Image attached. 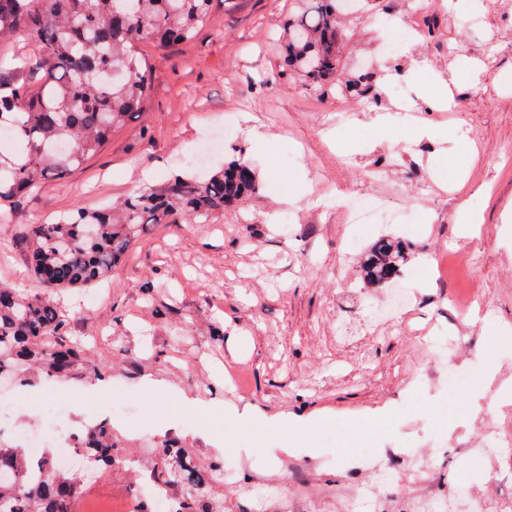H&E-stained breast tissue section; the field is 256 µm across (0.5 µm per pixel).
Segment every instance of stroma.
Returning <instances> with one entry per match:
<instances>
[{
	"mask_svg": "<svg viewBox=\"0 0 512 512\" xmlns=\"http://www.w3.org/2000/svg\"><path fill=\"white\" fill-rule=\"evenodd\" d=\"M386 5L340 10L343 66L335 83L315 87L285 64L282 31L296 0H213L191 42L139 44L150 88L136 113L0 224V282L36 296L43 288L27 263L30 225L177 175L204 178L234 158L261 184L211 223L143 225L104 281L58 293L69 341L109 367L112 396L85 398L84 380L35 389L69 402L73 428L109 418L124 457L84 485L80 504L130 505L137 468L174 440L199 466L233 461L232 482L209 483L214 512H276L250 489L285 478L305 512H343L353 487L370 482L352 471L357 452L391 449L404 467L431 466L433 491L454 493L466 481L489 512H512V482L492 478L512 473V448L475 455L489 434L484 414L468 413L488 363L512 381V344L499 339L512 330V0H480L467 11L396 0L390 23L405 35L393 58L383 53ZM415 57L425 62L417 71ZM456 59L484 69L458 71L454 107L438 106L434 77ZM364 73L380 105L342 92ZM397 89L412 94L414 111L394 112ZM342 112L350 115L344 127ZM205 144L213 152L200 164L194 155ZM461 175L464 193L453 188ZM352 197L381 198L404 214L386 231L406 244L399 277L417 299L378 335L345 345L337 318L369 312L388 294L362 277L381 231L348 222ZM465 211L479 219L467 232ZM443 249L469 266L435 276L429 259ZM464 288L477 293L468 315L454 302ZM450 339L447 366L430 347ZM148 377L254 415L319 422L298 433L195 414L146 388Z\"/></svg>",
	"mask_w": 512,
	"mask_h": 512,
	"instance_id": "stroma-1",
	"label": "stroma"
}]
</instances>
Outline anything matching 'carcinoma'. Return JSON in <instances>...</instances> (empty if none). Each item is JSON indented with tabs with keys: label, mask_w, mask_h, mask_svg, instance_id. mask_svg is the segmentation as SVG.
I'll return each mask as SVG.
<instances>
[{
	"label": "carcinoma",
	"mask_w": 512,
	"mask_h": 512,
	"mask_svg": "<svg viewBox=\"0 0 512 512\" xmlns=\"http://www.w3.org/2000/svg\"><path fill=\"white\" fill-rule=\"evenodd\" d=\"M0 0V40L35 45V61L17 54L0 61V126L13 125L17 141L0 152V224L9 223L17 199L44 180H63L104 146L143 102L148 69L135 47L143 40L163 45L193 39L206 23L212 0ZM286 66L317 85L330 83L341 64L344 33L336 0H304L285 29ZM343 91L371 99L376 91L363 74ZM255 171L231 160L206 180L177 176L101 209L79 208L52 224L28 231L29 262L45 293L23 296L0 283V376L26 380L33 371L48 378L92 376L107 368L64 343L70 329L54 291L87 288L120 262L144 224L179 220L206 224L224 209L259 191ZM405 245L380 239L363 263L364 280L386 284L398 276ZM78 445L93 466L117 460L112 427L103 420L79 432ZM153 469L155 486L200 489L207 475L180 450ZM77 477L59 467L50 452L37 460L22 447L0 440V512H72L80 493Z\"/></svg>",
	"instance_id": "carcinoma-1"
}]
</instances>
